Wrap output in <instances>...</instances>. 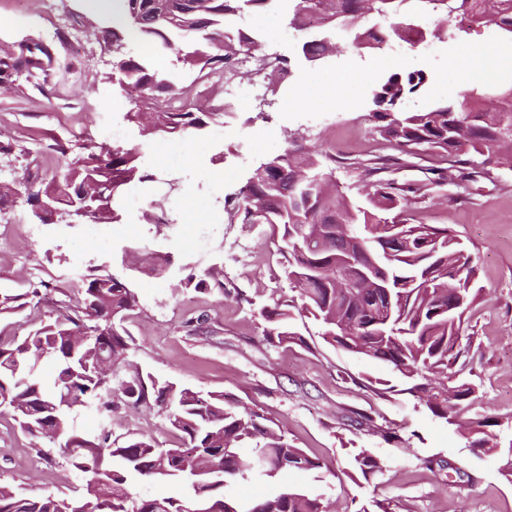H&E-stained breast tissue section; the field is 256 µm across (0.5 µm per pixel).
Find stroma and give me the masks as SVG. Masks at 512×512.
<instances>
[{
  "label": "stroma",
  "mask_w": 512,
  "mask_h": 512,
  "mask_svg": "<svg viewBox=\"0 0 512 512\" xmlns=\"http://www.w3.org/2000/svg\"><path fill=\"white\" fill-rule=\"evenodd\" d=\"M97 20L94 0H0V49L26 39L52 40L59 26L69 31L57 47L67 68L52 75L50 98L22 79L0 89V134L17 145L12 161L0 165L1 182L20 180L30 168L51 175L63 163L56 142L75 147L90 137L108 144L116 125L127 127L126 146L142 145L139 128L124 122L133 94L104 78L109 67L94 36ZM280 24L276 14L254 31L264 52L288 59L287 76L266 81L264 99L237 104L201 134L152 140L146 157L156 178L137 184L143 203L124 208L121 223L37 226L27 206L10 209L0 220V289L53 282L56 291L44 295L41 305L46 312L75 303L77 285L66 278L72 268H98L130 280L140 298L128 322L134 338L130 362L160 380L224 392L274 421L322 465L317 474H289L287 484L324 493L338 512H359L376 501L390 512H512V483L491 457L465 450L459 429L436 420L409 395L381 397L365 387L368 379L394 381L386 365L329 344L322 326L304 316L292 324L299 342L271 346L259 340L265 325L260 309L288 299L291 286L279 240L266 225L230 221L225 201L260 161L294 140L318 152L333 148L336 183L348 196L361 197L357 164L382 153L362 83L393 69L389 63L360 66L349 51L347 79L338 83L335 59L311 63L299 56L303 33L289 43H273ZM476 46L512 57V41L480 24L449 33L437 43L435 57H424L419 47L408 49L402 65L428 71L435 97L458 99L502 76L497 66L484 72L457 67L456 50ZM304 84L318 90L317 115L301 109L296 91ZM289 98L295 111L285 105ZM162 215L168 223H159ZM412 215L419 224L447 225L474 254L486 296L465 337L479 351L474 371L482 379L481 405L491 414L512 415V163L492 167L490 177L436 189ZM126 247L163 251L170 263L162 273L145 265L126 267L120 260ZM213 266L224 270L223 290L185 285L187 275ZM358 412L372 426L354 422ZM74 426L87 439L108 427L116 435L173 441L155 409L123 407L107 424L94 407H83ZM392 429L400 442L383 439ZM357 448L372 449L382 473L368 481L346 476ZM428 456L448 461L449 469H422L420 460ZM0 483L28 494L78 498L87 494L88 477L49 439L26 435L2 411Z\"/></svg>",
  "instance_id": "1"
}]
</instances>
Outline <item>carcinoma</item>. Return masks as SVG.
I'll list each match as a JSON object with an SVG mask.
<instances>
[{"label":"carcinoma","mask_w":512,"mask_h":512,"mask_svg":"<svg viewBox=\"0 0 512 512\" xmlns=\"http://www.w3.org/2000/svg\"><path fill=\"white\" fill-rule=\"evenodd\" d=\"M105 0L99 14V45L112 54L107 79L139 91L141 101L157 107L124 118L141 126L142 136H184L204 129L220 116L216 108L176 105L185 94L176 73L156 68L151 57L132 47L143 43L217 80L235 75L233 49L250 51L254 74L288 73V60L259 52L256 37L237 19L259 9H287V26L304 31L316 14L339 23L346 45L360 52L399 40L411 45L440 39L449 19L462 16L493 25L512 36V0L487 8L484 0ZM432 12L442 20L429 29L406 18ZM336 32L306 39L304 58L323 60L336 53ZM60 69L53 44L26 41L0 50V86L23 78L49 97L46 85ZM423 70L396 69L376 82L369 117L376 134L394 151L359 163L366 188L358 201L328 186L333 155H319L294 145L254 169L232 208L242 224H266L283 243L284 273L296 295L261 309L267 323L262 341L287 344L298 340L290 330L295 314H307L325 330L340 326L331 341L348 353L386 364L409 394L436 419L462 430L472 453L497 459L499 473L512 481V415L499 417L475 409L481 384L467 369L471 344H461L468 320L478 305L475 258L460 240L438 224L410 222L411 206L445 184L458 185L490 173L494 157L512 158V82L476 86L463 99L429 100L418 109L407 103L424 95ZM484 157L481 166L460 158L463 147ZM62 169L43 188L54 199L51 218L59 222L118 224L122 215L112 198V183L153 180L143 170L137 148L108 147L88 137L74 153L61 143ZM439 153L444 167L422 169L424 177L400 183L389 173L414 166L412 159ZM31 182L0 184V212L11 208L20 188ZM392 224L402 242L386 252L379 229ZM224 288V271L211 268L196 287ZM83 300L48 315L23 336H0V408L10 410L20 429L49 437L76 457L74 465L90 475L88 493L95 512H181L188 502L200 512H325L321 494L282 485L294 471L322 468L319 461L288 442L274 422L253 409H239L222 391L161 382L139 371L122 376L132 337L126 322L139 309L130 283L92 270L81 279ZM36 288L0 291V316L38 311ZM54 362L50 376L40 372L43 360ZM134 408L158 407L178 442L162 448L151 438H112L107 432L93 442L77 435L74 414L87 401L112 419L113 397ZM473 412L462 422L460 413ZM351 473L364 479L381 471L369 448H358ZM141 480L177 482L180 497L142 494ZM238 482H257L264 489L239 502L226 496ZM80 500L49 493L31 496L0 485V512H73Z\"/></svg>","instance_id":"1"}]
</instances>
